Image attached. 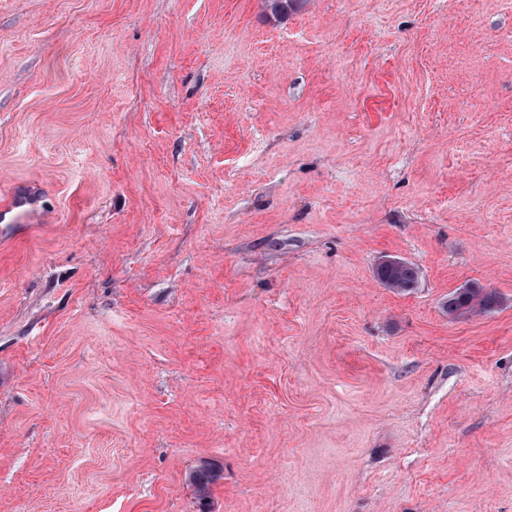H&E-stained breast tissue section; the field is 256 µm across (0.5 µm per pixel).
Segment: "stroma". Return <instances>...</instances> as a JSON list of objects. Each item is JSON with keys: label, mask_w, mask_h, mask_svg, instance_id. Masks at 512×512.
<instances>
[{"label": "stroma", "mask_w": 512, "mask_h": 512, "mask_svg": "<svg viewBox=\"0 0 512 512\" xmlns=\"http://www.w3.org/2000/svg\"><path fill=\"white\" fill-rule=\"evenodd\" d=\"M20 183L0 512H512V0H0ZM419 273L417 269L405 263L396 271L389 268L383 269L379 267L376 270V278L378 281L388 288H396L399 291H410L416 287ZM496 302V296L483 288H465L448 297V313L464 315L490 309Z\"/></svg>", "instance_id": "1"}]
</instances>
